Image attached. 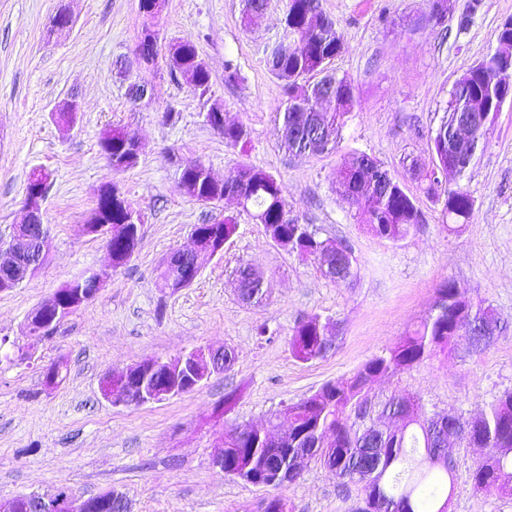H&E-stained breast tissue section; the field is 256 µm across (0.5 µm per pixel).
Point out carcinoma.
Here are the masks:
<instances>
[{
    "label": "carcinoma",
    "mask_w": 512,
    "mask_h": 512,
    "mask_svg": "<svg viewBox=\"0 0 512 512\" xmlns=\"http://www.w3.org/2000/svg\"><path fill=\"white\" fill-rule=\"evenodd\" d=\"M314 0H286L284 24L297 36V43L286 49L276 44L266 48L267 66L282 83L287 95L283 111L285 145L297 155L322 153L335 146L346 115L355 105L348 77H339L330 65L342 49L335 23L313 5ZM171 77L182 78L203 98L210 91V72L199 57L190 38L167 45ZM333 84L331 96L323 97L305 88L320 74ZM512 71L504 74L494 54H488L455 82L440 124L431 133L435 152L442 164H448V146L457 142L471 144L486 140L488 129H475L458 138L459 109L474 102L490 104L499 94L509 90ZM228 146L246 147L249 132L242 125H225L219 129ZM134 132L113 128L102 140L112 142L108 162L115 172L129 170L139 163ZM179 184L186 194L197 199L221 195H237L243 209L263 224L272 235H283L299 252L316 254L324 244L309 224H301L286 209L280 182L272 174L255 166L242 164L224 178L223 185L213 181L205 165L197 163L182 170ZM338 185L344 192L364 200L363 223L378 236L398 242L423 223V214L404 185L383 170V166L366 155H358L339 173ZM473 201L466 189L458 185L444 190V211L448 214L468 212ZM231 220L198 224L194 231L210 233L225 243L236 232ZM343 267L346 280L359 272V262L352 248L344 245ZM240 294L250 302L263 295V278L249 264L237 269ZM459 309L479 316L485 313L483 302L462 296L454 283L446 280L436 291L435 303L419 327L403 337L394 347L369 359L350 378L325 384L315 394L286 408L289 431L288 447L307 452L308 460H316L341 486L361 484L369 489L371 503L366 512H444L453 488V469L434 466L431 451L439 437L435 417L422 414L418 397L384 403L385 412L400 420L389 428L376 426L373 436L380 442L381 457L374 473L365 470L369 447L361 433H341V421L367 396L377 379L393 376L413 366L460 349H477L481 336L474 333L470 341L459 344L453 335ZM293 356L303 362L326 358L332 350L322 339L321 317L311 315L298 322L289 339ZM331 430L336 433L329 448L314 447L315 435ZM485 455L470 474L478 491L495 490L504 498L512 497V391L496 397L488 409L477 416ZM224 474L238 477L248 472L257 474V482L267 483L286 464L284 450L270 448L253 428L231 424L225 426Z\"/></svg>",
    "instance_id": "cac0c4a2"
}]
</instances>
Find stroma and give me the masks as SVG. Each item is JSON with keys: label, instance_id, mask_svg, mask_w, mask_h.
<instances>
[{"label": "stroma", "instance_id": "1", "mask_svg": "<svg viewBox=\"0 0 512 512\" xmlns=\"http://www.w3.org/2000/svg\"><path fill=\"white\" fill-rule=\"evenodd\" d=\"M336 23L342 49L333 67L352 82L355 106L335 149L295 155L283 146L285 95L265 61V47L283 31L285 0H269L251 26L242 0H167L149 21L139 0H0V238L23 223L33 169L48 173L44 222L49 254L20 286L0 292V503L67 486L83 497L118 490L130 512H255L272 491L212 469L209 455L228 424L263 426L324 384L352 376L375 355L417 328L436 289L453 281L500 317L495 341L424 361L375 382L369 397H421L427 413L470 417L512 390V104L504 105L483 149L463 176L472 200L466 223L453 225L443 199L428 193L420 173L436 156L439 125L455 81L497 45L498 28L512 17V0H448L442 22L432 0H319ZM70 27L56 30L59 10ZM467 24H460V17ZM155 24L163 42L192 38L207 65L210 94L225 121L249 131L247 148L225 145L205 121L203 102L165 62L138 67L133 53L142 30ZM131 62L129 80L154 88L133 103L129 80L116 64ZM232 61L239 79L224 80ZM81 106L69 134L53 114L66 99ZM135 130L141 159L115 173L99 146L111 128ZM359 154L377 159L404 184L425 221L404 239L374 235L361 222L359 200L338 189L342 166ZM274 175L286 205L319 236L348 244L360 263L355 282L328 278L322 263L274 244L231 201L203 205L183 195L184 167L201 163L224 179L241 163ZM112 181L143 219L131 259L111 269L106 246L84 231L100 186ZM234 219L236 233L221 255L200 260L187 288H161L166 260L191 243L195 225ZM251 264L268 290L241 300L235 271ZM106 272L100 291L42 340L28 335L27 316L63 284ZM337 323L336 348L304 363L289 338L303 318ZM269 333L260 337L258 325ZM199 347L231 348L232 369L189 393L141 406H115L103 380L156 357ZM64 361L67 374L52 389L43 370ZM240 396L223 412L224 396ZM454 491L449 512H512V499L474 490L477 449H449ZM289 512H352L361 487H338L320 464L284 487Z\"/></svg>", "mask_w": 512, "mask_h": 512}]
</instances>
